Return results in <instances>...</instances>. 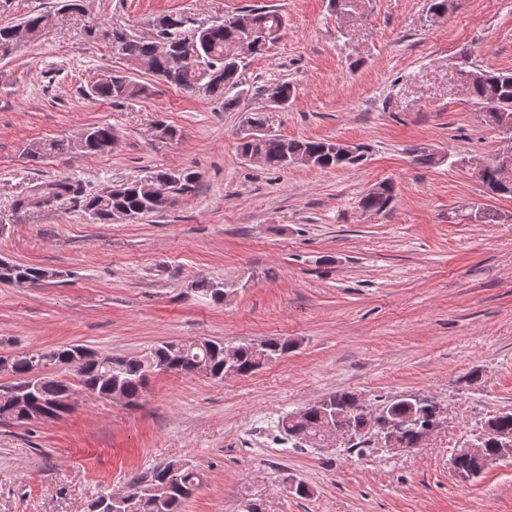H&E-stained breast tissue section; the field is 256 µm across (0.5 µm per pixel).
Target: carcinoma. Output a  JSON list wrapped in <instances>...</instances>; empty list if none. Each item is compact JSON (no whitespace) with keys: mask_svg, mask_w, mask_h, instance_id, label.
Wrapping results in <instances>:
<instances>
[{"mask_svg":"<svg viewBox=\"0 0 512 512\" xmlns=\"http://www.w3.org/2000/svg\"><path fill=\"white\" fill-rule=\"evenodd\" d=\"M250 18V31H245L231 22L215 24L206 29V35L199 40L190 30L178 26L179 18L164 15L153 20L160 36L168 42V52L163 54L158 41L144 38L125 29L112 28L104 34L124 56L144 59L152 63V73L164 83L185 92H192L198 85L205 86L203 94L224 98V110L238 106L240 97L229 92L239 85L240 74L247 63L238 59L236 47L248 34L255 39L254 54L262 55L284 30L285 19L276 10L251 8L244 10ZM54 22L50 12L31 13L21 24L40 35ZM15 26H0V57L12 54L17 45L13 38ZM478 78L468 87V96L482 106L487 121L499 123L502 116H512V74L503 72L476 71ZM146 87L130 80L125 75L112 74L94 82L90 95L105 101L118 102L144 94ZM93 141L81 150L77 142L68 139L36 141L29 145L28 155L38 159L47 154L64 155L82 151L88 155L104 154L112 147L113 129L106 124H90ZM336 143L329 139H286L273 134L239 144L240 154L254 153L272 170H285L295 165V159L302 155L314 158L321 169H336L356 165L366 159L367 147L354 144L355 155L342 158L335 151ZM414 161L423 166H436L441 159L428 147L415 146L409 149ZM198 174L190 169L157 171L144 179L126 184L118 198L92 196L85 198V208L102 224L113 221L116 210L125 212L136 219L148 214L166 212L175 200L194 188ZM475 178L486 190L499 192V197L512 199V170L507 171L497 164H491ZM382 192H368L359 201L362 209L380 213L393 200L394 186L383 182ZM84 198L82 184L72 178L38 183L20 193L15 200L18 211L45 210L55 206L63 198ZM56 271L40 266L19 265L9 261L0 262V283L28 281L34 285L53 279ZM195 289L214 303L221 302L220 284L207 280L196 282ZM290 344L281 339H265L233 346V365L241 375L249 374L269 361L288 353ZM78 345H66L50 350H33L10 355L0 362V373L14 376V381L0 384V422L33 424L29 415L44 412V420L59 418L68 412L64 405L66 392L72 389L69 379L55 374L39 375L44 368L74 370L75 377L83 390L97 398L109 399L117 392L123 402L131 407L138 404L148 377L157 372H175L196 375L199 366L209 371L210 378L222 380L225 375L224 350L222 341L197 340L165 342L150 349L139 358L103 353L78 361ZM356 397L349 392L331 393L307 407L306 414L298 422L290 415L278 420V428L287 436L315 448L320 445L325 427L326 413L330 410L347 416ZM385 406L406 422L402 431L403 446L415 447L419 430L434 419L438 404L424 399L417 414H410V407L401 400L385 402ZM487 437L493 432L512 433V413H499L486 419L481 426ZM452 467L461 469L473 479L484 466L474 460L451 457ZM203 483L202 473L194 466L171 461L145 475L134 474L127 486L129 497L119 502L112 494L99 495L90 500L88 512H183L184 505Z\"/></svg>","mask_w":512,"mask_h":512,"instance_id":"obj_1","label":"carcinoma"}]
</instances>
